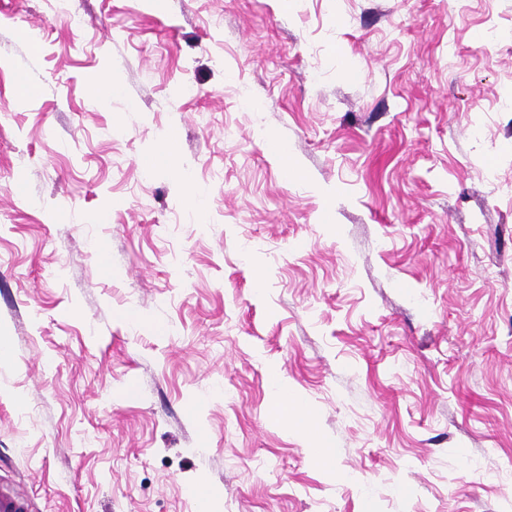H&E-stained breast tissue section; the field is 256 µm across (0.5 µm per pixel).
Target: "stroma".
Masks as SVG:
<instances>
[{"mask_svg": "<svg viewBox=\"0 0 512 512\" xmlns=\"http://www.w3.org/2000/svg\"><path fill=\"white\" fill-rule=\"evenodd\" d=\"M55 2L0 0V478L512 512V0Z\"/></svg>", "mask_w": 512, "mask_h": 512, "instance_id": "stroma-1", "label": "stroma"}]
</instances>
